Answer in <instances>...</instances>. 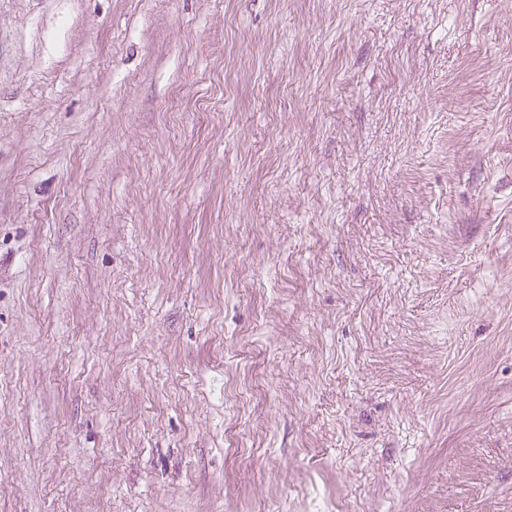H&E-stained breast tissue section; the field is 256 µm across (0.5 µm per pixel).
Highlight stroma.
I'll return each mask as SVG.
<instances>
[{
	"label": "stroma",
	"mask_w": 512,
	"mask_h": 512,
	"mask_svg": "<svg viewBox=\"0 0 512 512\" xmlns=\"http://www.w3.org/2000/svg\"><path fill=\"white\" fill-rule=\"evenodd\" d=\"M0 512H512V0H0Z\"/></svg>",
	"instance_id": "stroma-1"
}]
</instances>
